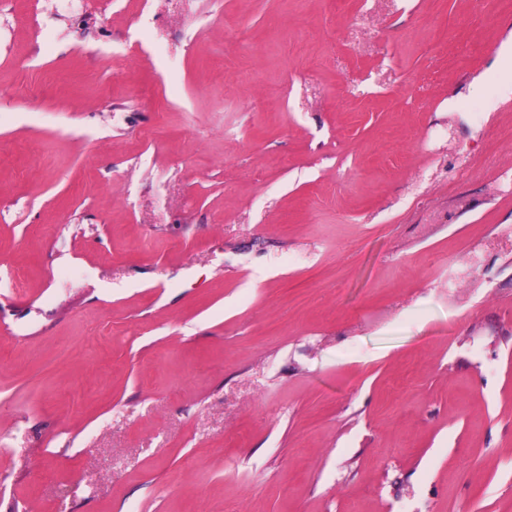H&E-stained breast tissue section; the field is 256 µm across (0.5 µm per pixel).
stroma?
I'll return each mask as SVG.
<instances>
[{
    "label": "stroma",
    "instance_id": "35a3bbf8",
    "mask_svg": "<svg viewBox=\"0 0 512 512\" xmlns=\"http://www.w3.org/2000/svg\"><path fill=\"white\" fill-rule=\"evenodd\" d=\"M512 0H0V512H512Z\"/></svg>",
    "mask_w": 512,
    "mask_h": 512
}]
</instances>
